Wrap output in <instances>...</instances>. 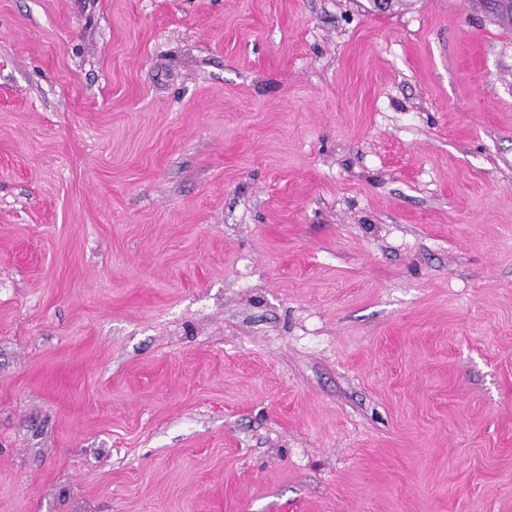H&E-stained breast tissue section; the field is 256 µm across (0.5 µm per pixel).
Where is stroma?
I'll use <instances>...</instances> for the list:
<instances>
[{"mask_svg": "<svg viewBox=\"0 0 512 512\" xmlns=\"http://www.w3.org/2000/svg\"><path fill=\"white\" fill-rule=\"evenodd\" d=\"M0 512H512V0H0Z\"/></svg>", "mask_w": 512, "mask_h": 512, "instance_id": "1", "label": "stroma"}]
</instances>
